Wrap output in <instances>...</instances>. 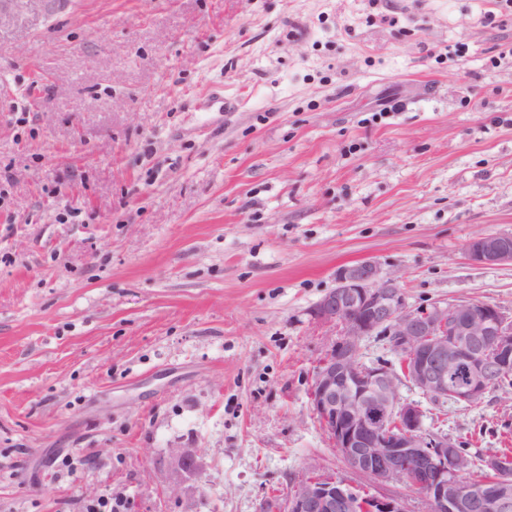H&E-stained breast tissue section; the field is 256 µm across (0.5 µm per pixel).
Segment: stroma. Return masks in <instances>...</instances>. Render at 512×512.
Listing matches in <instances>:
<instances>
[{"label": "stroma", "instance_id": "obj_1", "mask_svg": "<svg viewBox=\"0 0 512 512\" xmlns=\"http://www.w3.org/2000/svg\"><path fill=\"white\" fill-rule=\"evenodd\" d=\"M511 48L497 0H0V512L349 478L311 310L372 261L512 312V267L465 253L512 231ZM426 409L512 448V392ZM201 449L175 448L172 451V482L178 485L186 474H196L200 468Z\"/></svg>", "mask_w": 512, "mask_h": 512}]
</instances>
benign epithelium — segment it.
Here are the masks:
<instances>
[{
	"label": "benign epithelium",
	"instance_id": "benign-epithelium-1",
	"mask_svg": "<svg viewBox=\"0 0 512 512\" xmlns=\"http://www.w3.org/2000/svg\"><path fill=\"white\" fill-rule=\"evenodd\" d=\"M467 254L479 265L512 266V232L478 235ZM312 316L336 325V339L314 371L310 405L353 474L404 487L423 512H512V478L484 491L466 484L456 440L428 430L426 409L399 392L406 381L435 404L480 402L512 374V312L489 302L414 307L398 277L366 261L337 271ZM373 337L397 353L401 371L361 361V344ZM202 452L173 449V484L198 472ZM261 512L411 510L400 494H363L354 482L309 467Z\"/></svg>",
	"mask_w": 512,
	"mask_h": 512
}]
</instances>
